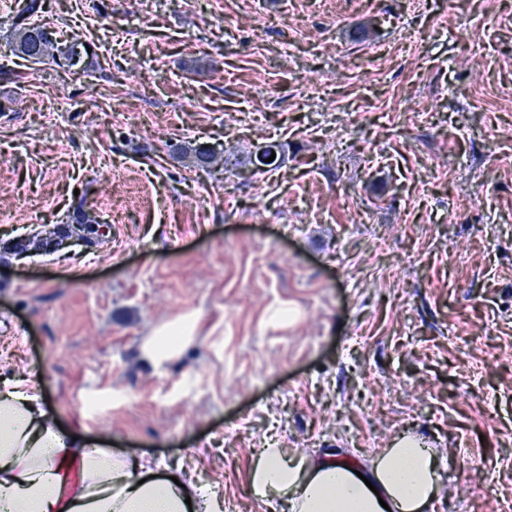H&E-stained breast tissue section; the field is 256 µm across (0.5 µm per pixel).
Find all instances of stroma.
Masks as SVG:
<instances>
[{
    "label": "stroma",
    "mask_w": 512,
    "mask_h": 512,
    "mask_svg": "<svg viewBox=\"0 0 512 512\" xmlns=\"http://www.w3.org/2000/svg\"><path fill=\"white\" fill-rule=\"evenodd\" d=\"M26 2L0 0V376L225 512H267V444L403 433L440 453L435 512H512V0H42L78 72L15 56ZM77 212L96 245L4 255ZM194 315L185 314L180 318L159 324L144 347V355L155 362L176 357L191 341L194 335Z\"/></svg>",
    "instance_id": "35a3bbf8"
}]
</instances>
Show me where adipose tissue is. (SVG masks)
<instances>
[{"label": "adipose tissue", "mask_w": 512, "mask_h": 512, "mask_svg": "<svg viewBox=\"0 0 512 512\" xmlns=\"http://www.w3.org/2000/svg\"><path fill=\"white\" fill-rule=\"evenodd\" d=\"M194 332L190 314L161 323L144 354L174 358ZM247 482L257 501L283 502L288 512H430L441 489L437 452L408 434L360 464L266 447L252 458ZM0 512H224V498L184 471L72 440L32 382L20 380L0 389Z\"/></svg>", "instance_id": "ef3b65f1"}]
</instances>
